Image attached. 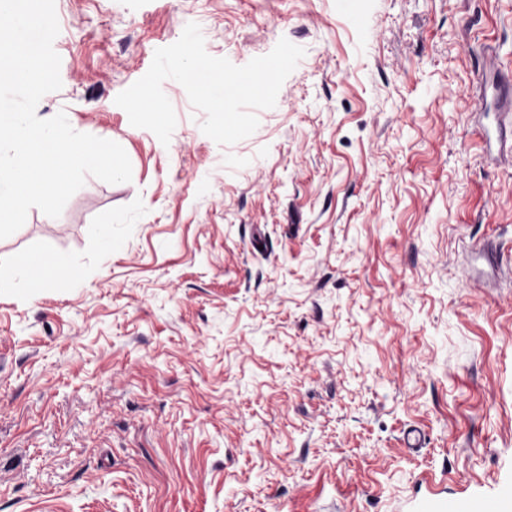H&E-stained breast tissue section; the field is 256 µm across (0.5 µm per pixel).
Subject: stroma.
I'll use <instances>...</instances> for the list:
<instances>
[{
	"mask_svg": "<svg viewBox=\"0 0 512 512\" xmlns=\"http://www.w3.org/2000/svg\"><path fill=\"white\" fill-rule=\"evenodd\" d=\"M55 5L36 114L119 143L132 179L0 239V512L512 493V0ZM191 22L237 66L305 50L234 144L174 80L169 144L115 103ZM33 254L71 277L30 288Z\"/></svg>",
	"mask_w": 512,
	"mask_h": 512,
	"instance_id": "stroma-1",
	"label": "stroma"
}]
</instances>
